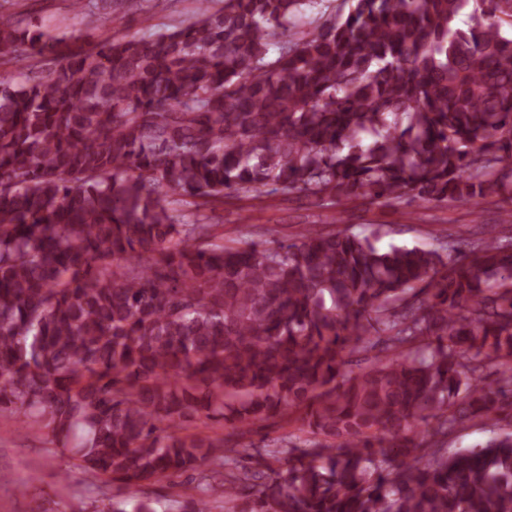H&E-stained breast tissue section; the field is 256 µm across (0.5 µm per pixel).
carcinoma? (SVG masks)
I'll use <instances>...</instances> for the list:
<instances>
[{"label":"carcinoma","mask_w":512,"mask_h":512,"mask_svg":"<svg viewBox=\"0 0 512 512\" xmlns=\"http://www.w3.org/2000/svg\"><path fill=\"white\" fill-rule=\"evenodd\" d=\"M198 0L83 47L0 13V413L98 487L197 476L230 512H512V237L221 242L203 208L508 204L512 0ZM470 9L466 28L458 16ZM497 386L480 384L486 365ZM220 419L207 441L176 430ZM301 423L240 464L244 424ZM181 512H210L181 494ZM509 431H512V422L509 420L497 424L476 421L457 426L448 434L446 452L450 456L464 449L481 446L491 437Z\"/></svg>","instance_id":"carcinoma-1"}]
</instances>
